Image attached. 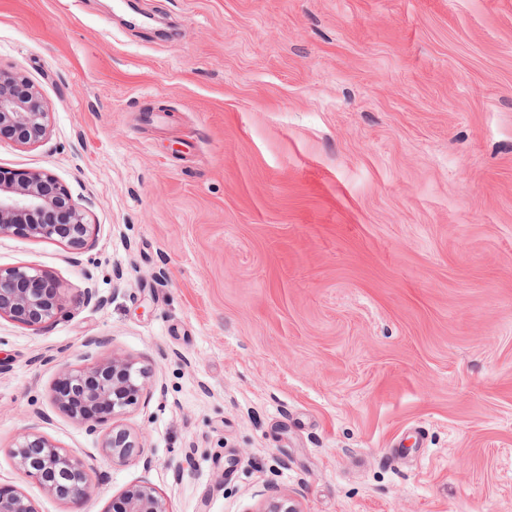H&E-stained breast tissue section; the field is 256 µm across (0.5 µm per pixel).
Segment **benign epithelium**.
Listing matches in <instances>:
<instances>
[{
  "label": "benign epithelium",
  "mask_w": 512,
  "mask_h": 512,
  "mask_svg": "<svg viewBox=\"0 0 512 512\" xmlns=\"http://www.w3.org/2000/svg\"><path fill=\"white\" fill-rule=\"evenodd\" d=\"M50 112L40 90L18 72L0 68V129L16 131L14 142L34 145L47 135ZM20 230L29 238L60 240L80 249L89 231L83 209L45 170H0V235ZM65 307L60 282L32 267L0 269V319L38 329ZM147 372L134 360L112 355L82 368H64L54 390L55 403L81 422L106 425L102 448L115 461L125 460L136 443L131 433L109 425L137 406L147 388ZM16 467L61 499L80 501L90 494L89 464L48 439L21 432L8 449ZM0 512H36L14 490L0 488ZM112 512H170L167 502L147 483L133 484L112 504Z\"/></svg>",
  "instance_id": "obj_1"
}]
</instances>
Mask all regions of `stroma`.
<instances>
[{
	"instance_id": "35a3bbf8",
	"label": "stroma",
	"mask_w": 512,
	"mask_h": 512,
	"mask_svg": "<svg viewBox=\"0 0 512 512\" xmlns=\"http://www.w3.org/2000/svg\"><path fill=\"white\" fill-rule=\"evenodd\" d=\"M0 67L50 109L0 169L49 171L90 226L0 236L66 296L0 319V487L512 512V0H0ZM113 354L149 373L121 462L52 399ZM25 430L90 497L15 468Z\"/></svg>"
}]
</instances>
